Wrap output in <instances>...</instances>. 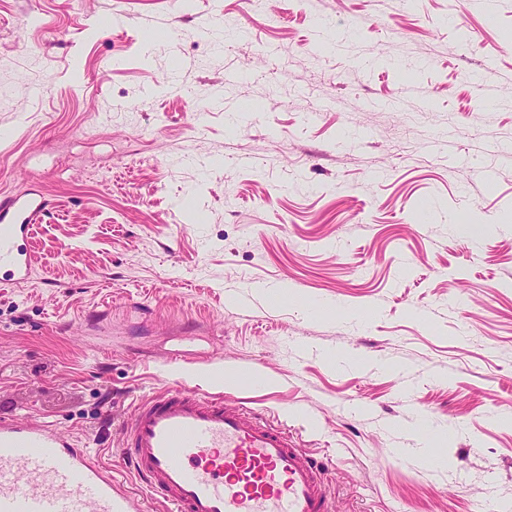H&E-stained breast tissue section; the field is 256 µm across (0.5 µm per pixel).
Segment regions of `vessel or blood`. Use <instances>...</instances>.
I'll use <instances>...</instances> for the list:
<instances>
[{
    "mask_svg": "<svg viewBox=\"0 0 512 512\" xmlns=\"http://www.w3.org/2000/svg\"><path fill=\"white\" fill-rule=\"evenodd\" d=\"M42 195L0 200V273L32 275L25 239ZM123 430L122 460L168 512H331L327 471L286 427L223 394L165 388ZM0 512H141L110 469L62 432L0 419Z\"/></svg>",
    "mask_w": 512,
    "mask_h": 512,
    "instance_id": "vessel-or-blood-1",
    "label": "vessel or blood"
}]
</instances>
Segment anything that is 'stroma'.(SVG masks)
<instances>
[{"instance_id": "stroma-1", "label": "stroma", "mask_w": 512, "mask_h": 512, "mask_svg": "<svg viewBox=\"0 0 512 512\" xmlns=\"http://www.w3.org/2000/svg\"><path fill=\"white\" fill-rule=\"evenodd\" d=\"M184 2L0 0V193L47 201L0 419L145 512L121 423L176 385L288 423L333 512L512 505V0Z\"/></svg>"}]
</instances>
